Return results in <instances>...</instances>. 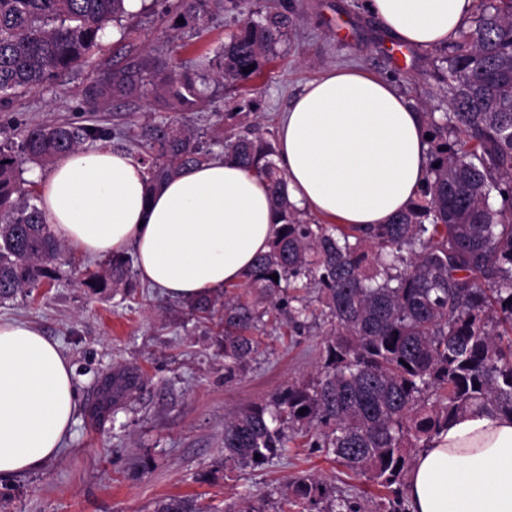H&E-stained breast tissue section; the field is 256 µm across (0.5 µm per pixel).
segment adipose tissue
Wrapping results in <instances>:
<instances>
[{
  "label": "adipose tissue",
  "instance_id": "1",
  "mask_svg": "<svg viewBox=\"0 0 512 512\" xmlns=\"http://www.w3.org/2000/svg\"><path fill=\"white\" fill-rule=\"evenodd\" d=\"M399 41L447 42L475 0H369ZM275 160L298 208L337 224H385L424 184L430 158L422 118L392 84L355 68H323L284 112ZM45 219L72 249H134L141 280L186 300L240 282L278 226L264 181L224 158L146 193L132 155L91 147L33 171ZM74 372L58 345L24 322L0 321V475L57 454L73 422ZM409 512H512V417L454 419L414 458Z\"/></svg>",
  "mask_w": 512,
  "mask_h": 512
}]
</instances>
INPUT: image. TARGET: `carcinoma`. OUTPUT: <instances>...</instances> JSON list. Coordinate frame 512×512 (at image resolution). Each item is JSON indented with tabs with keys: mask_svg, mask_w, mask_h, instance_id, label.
<instances>
[{
	"mask_svg": "<svg viewBox=\"0 0 512 512\" xmlns=\"http://www.w3.org/2000/svg\"><path fill=\"white\" fill-rule=\"evenodd\" d=\"M242 5L175 0L167 42L180 29L201 33L213 7ZM131 15L126 0H0V106L87 63L105 25ZM290 25L288 8L276 7L246 18L195 70L176 58L181 43L98 80V97L153 98L169 112L136 134L148 190L215 157L183 114L205 106L208 81L234 86L259 76ZM438 51L449 111L421 113L434 166L418 200L387 224H322L297 208L272 159L275 133L258 121L226 112L224 134L213 139L224 159L267 182L280 222L269 250L224 297L184 302L219 329L224 377L260 353L259 336L272 324L326 335L315 379L290 383L224 424V467L271 464L301 435L384 491L363 501L297 475L281 494L298 512H405L411 462L439 430L474 409L512 416V0H476L469 27ZM109 137L98 127L33 124L18 145L0 144V300L52 284L63 265L23 164L45 167ZM133 265L132 256L114 255L82 285L120 288ZM155 512L220 510L168 496Z\"/></svg>",
	"mask_w": 512,
	"mask_h": 512,
	"instance_id": "1",
	"label": "carcinoma"
}]
</instances>
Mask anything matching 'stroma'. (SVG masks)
I'll return each mask as SVG.
<instances>
[{
  "label": "stroma",
  "mask_w": 512,
  "mask_h": 512,
  "mask_svg": "<svg viewBox=\"0 0 512 512\" xmlns=\"http://www.w3.org/2000/svg\"><path fill=\"white\" fill-rule=\"evenodd\" d=\"M367 0H245L243 12L215 11L199 36L183 35L180 57L189 64L213 51L243 16L285 4L293 24L261 77L241 88L211 84V106L190 112L187 122L203 133L223 129L225 113L256 112L263 126L278 120L305 83L326 66L359 67L388 79L410 102L438 112L447 105L432 76L428 48L393 50L395 40L369 13ZM123 24H108L89 67L54 78L0 109V144L39 122L91 125L111 131L106 144L131 149L130 135L160 121L151 99L92 102L93 77L154 52L166 41V0H143ZM123 139H116V132ZM103 257L70 250L60 279L34 295L1 302L0 318L23 320L57 342L74 368L75 423L60 452L39 468L0 476V512H153L159 499L194 495L236 512L241 495L280 506V489L291 475L315 474L345 493L376 489L336 464L324 449L295 437L280 458L262 468L224 471V424L250 405L269 402L283 386L316 377L325 338L315 330L290 335L268 330L261 353L233 380L224 378V348L209 323L183 304L132 278L124 297L95 295L78 287ZM134 375L135 389L117 405H104L102 383Z\"/></svg>",
  "instance_id": "obj_1"
}]
</instances>
